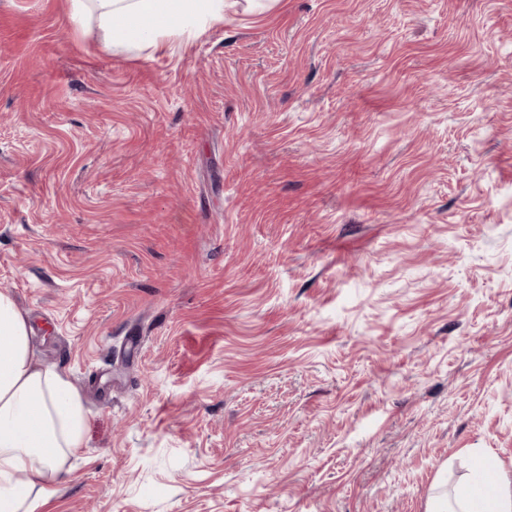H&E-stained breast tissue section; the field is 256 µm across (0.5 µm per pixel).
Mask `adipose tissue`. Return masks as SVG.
<instances>
[{
	"label": "adipose tissue",
	"mask_w": 512,
	"mask_h": 512,
	"mask_svg": "<svg viewBox=\"0 0 512 512\" xmlns=\"http://www.w3.org/2000/svg\"><path fill=\"white\" fill-rule=\"evenodd\" d=\"M238 0H69L73 25L96 23L109 49L160 48L223 24ZM85 411L65 372L42 365L28 324L0 292V512H39L70 474L66 463L84 443ZM427 512H512V481L480 509L468 497L431 498Z\"/></svg>",
	"instance_id": "adipose-tissue-1"
}]
</instances>
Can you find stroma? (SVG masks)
<instances>
[{
    "label": "stroma",
    "mask_w": 512,
    "mask_h": 512,
    "mask_svg": "<svg viewBox=\"0 0 512 512\" xmlns=\"http://www.w3.org/2000/svg\"><path fill=\"white\" fill-rule=\"evenodd\" d=\"M0 0V292L86 413L40 512H426L512 477V0H245L113 52Z\"/></svg>",
    "instance_id": "35a3bbf8"
}]
</instances>
